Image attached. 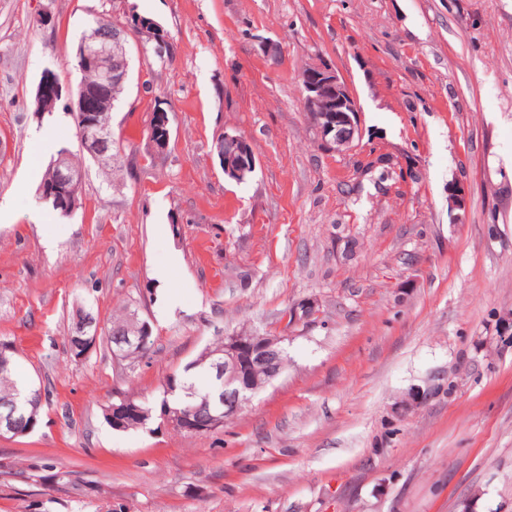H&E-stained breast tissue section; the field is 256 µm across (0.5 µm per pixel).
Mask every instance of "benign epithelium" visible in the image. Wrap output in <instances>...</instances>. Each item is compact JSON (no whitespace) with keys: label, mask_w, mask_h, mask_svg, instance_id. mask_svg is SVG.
Masks as SVG:
<instances>
[{"label":"benign epithelium","mask_w":512,"mask_h":512,"mask_svg":"<svg viewBox=\"0 0 512 512\" xmlns=\"http://www.w3.org/2000/svg\"><path fill=\"white\" fill-rule=\"evenodd\" d=\"M160 25L152 19L132 17L125 24H114L105 38L99 34H83L76 49V62L82 67L93 63L101 79L112 84V99L122 96L127 87L131 72L127 52L128 37L137 34L156 41L155 51L162 54L165 43L156 38ZM303 99L316 126L321 144L337 153H344L354 147L360 138L359 106L347 84L324 65L305 68L300 74ZM63 86L55 75L46 72L39 81L35 94L36 111L43 112L53 107L63 97ZM73 114L84 119L85 129L82 148L96 161L105 165L112 157L97 151L103 142L111 139L108 124L100 119L97 112L87 111L86 97L79 94L76 100L67 101ZM170 141L169 113L160 109L154 114V131L149 142L154 156L163 155ZM214 150L224 177L238 183L246 180L254 171L255 157L249 139L241 134L225 133L215 139ZM56 179L42 186L43 198H53L55 203L66 211L77 209L75 195L62 194L65 188H75L82 179V172L68 162L67 155H61L54 163ZM468 204V193L463 185L453 183L448 186V209L456 217H461ZM152 331L147 322L132 314L125 335L113 339L112 352L120 359L133 350L145 351L149 346ZM98 340L97 329L88 320L77 322L75 335L71 336V349L78 358L83 357ZM283 338L269 334L233 333L224 337L221 349L208 353L217 377L224 379V397L220 405L214 407L206 422L190 411L172 420L164 413L162 417L168 426L183 432L202 433L216 430L224 425V417L243 410L253 395L270 385L282 375L281 363L285 354ZM105 416L112 423V429L122 430L133 420L144 421L150 417L149 409L125 396H120L105 408ZM30 432L22 429L21 419L16 417V407L5 405L0 409V437L10 435L21 437Z\"/></svg>","instance_id":"benign-epithelium-1"}]
</instances>
